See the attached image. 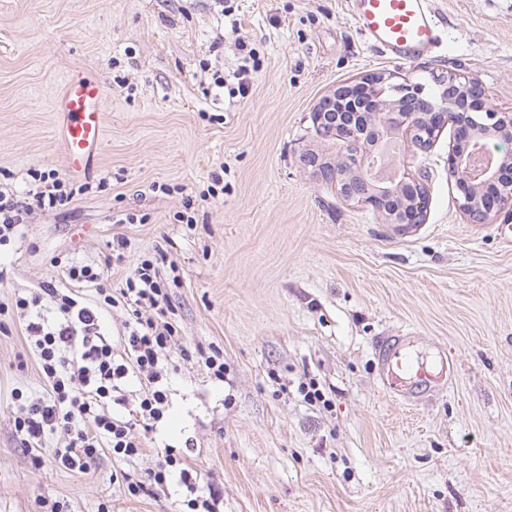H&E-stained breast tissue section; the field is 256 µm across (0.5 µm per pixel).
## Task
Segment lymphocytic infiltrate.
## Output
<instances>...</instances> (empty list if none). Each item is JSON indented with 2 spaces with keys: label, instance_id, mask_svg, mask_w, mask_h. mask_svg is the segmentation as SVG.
I'll list each match as a JSON object with an SVG mask.
<instances>
[{
  "label": "lymphocytic infiltrate",
  "instance_id": "obj_1",
  "mask_svg": "<svg viewBox=\"0 0 512 512\" xmlns=\"http://www.w3.org/2000/svg\"><path fill=\"white\" fill-rule=\"evenodd\" d=\"M29 175L40 184L32 202L0 190V247L11 244L31 208L61 210L77 194L73 184L54 172L33 169ZM65 274L77 285L94 287L95 304H87L78 290L63 293L48 283L15 302L18 313L26 320V335L37 349L40 372L50 393L45 398L20 399L14 426L27 448L46 436L63 434L65 444L55 449V462L67 470L85 473L96 464L105 444L122 459L144 456L140 434L152 431L164 416L165 364L171 355L197 365L217 381L223 380L226 369L221 350L207 353L180 342L169 320V296L153 261L138 263L116 293L107 288L103 270L94 266L72 264L66 267ZM120 301L131 312L122 338L125 351L134 359L130 366L116 360L112 339L102 327V309ZM46 303L54 309V319L42 314ZM131 373L142 386L134 398L124 388ZM131 402L136 410L134 418L128 420L120 416L119 410ZM170 480L186 487L189 512H217L218 491L199 489L185 468L183 457L169 448L158 451L157 462L148 469L146 478L125 473L119 487L125 495L136 497L148 492L150 485L163 486Z\"/></svg>",
  "mask_w": 512,
  "mask_h": 512
}]
</instances>
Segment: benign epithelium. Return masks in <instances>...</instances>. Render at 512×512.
I'll return each mask as SVG.
<instances>
[{"instance_id": "obj_1", "label": "benign epithelium", "mask_w": 512, "mask_h": 512, "mask_svg": "<svg viewBox=\"0 0 512 512\" xmlns=\"http://www.w3.org/2000/svg\"><path fill=\"white\" fill-rule=\"evenodd\" d=\"M436 85V100L425 85L395 71L362 74L336 87L320 100L312 121L321 139L339 146L340 159L332 164L305 153L300 163L314 181L335 186L345 200L372 208L388 224H423L428 172L384 159L398 141L428 152L450 126L448 175L461 193L458 208L470 224L495 222L512 211V193L499 187L500 169L512 155L498 158L480 138H511L512 113L493 105L474 76L450 71L437 76Z\"/></svg>"}]
</instances>
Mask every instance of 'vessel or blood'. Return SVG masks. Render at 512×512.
<instances>
[{
    "label": "vessel or blood",
    "instance_id": "1",
    "mask_svg": "<svg viewBox=\"0 0 512 512\" xmlns=\"http://www.w3.org/2000/svg\"><path fill=\"white\" fill-rule=\"evenodd\" d=\"M351 17L372 45L390 58L410 62L440 45L433 0H347ZM106 87L82 69L69 71L55 100V139L71 174L81 175L98 155L106 124ZM377 378L393 399L416 404L446 389L458 361L444 350L425 359L412 334L377 337Z\"/></svg>",
    "mask_w": 512,
    "mask_h": 512
}]
</instances>
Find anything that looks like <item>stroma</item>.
<instances>
[{"label": "stroma", "instance_id": "35a3bbf8", "mask_svg": "<svg viewBox=\"0 0 512 512\" xmlns=\"http://www.w3.org/2000/svg\"><path fill=\"white\" fill-rule=\"evenodd\" d=\"M443 44L387 58L344 0H0V174L17 197L30 169L67 178L52 103L81 68L107 88V124L91 187L64 211L34 210L0 249V304L52 283L64 263L94 264L120 287L159 258L173 321L188 347L224 351L225 381L175 363L169 405L146 455L103 451L89 473L53 459L56 437L22 448L15 393L48 386L21 320L0 332V512H184L170 483L130 497L114 483L174 448L220 512H512V215L467 223L448 175L452 128L410 163L429 175L425 224L398 236L371 208L315 182L300 163L336 159L311 114L351 78L398 71L477 75L512 109V0H435ZM255 50L247 95L230 74L238 37ZM223 76L216 86L215 76ZM221 196L203 197L214 173ZM177 186L166 195L161 185ZM195 223H175L184 196ZM142 216L121 224L118 212ZM122 236L121 255L108 243ZM411 331L447 349L456 380L418 406L391 400L374 374L377 336ZM316 382L324 402L307 403ZM41 465H34V457Z\"/></svg>", "mask_w": 512, "mask_h": 512}]
</instances>
